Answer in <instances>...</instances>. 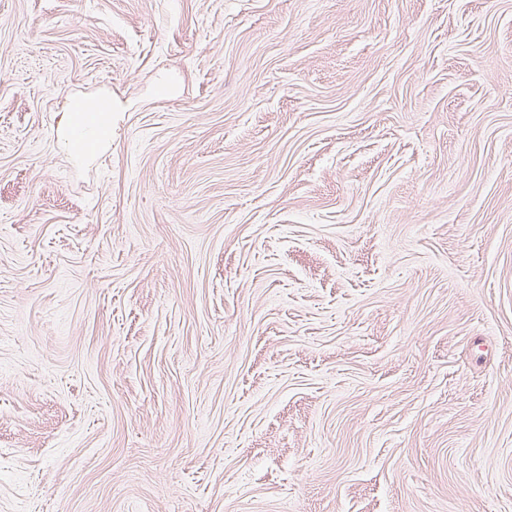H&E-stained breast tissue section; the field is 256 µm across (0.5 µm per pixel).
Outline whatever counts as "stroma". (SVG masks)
<instances>
[{"label":"stroma","instance_id":"1","mask_svg":"<svg viewBox=\"0 0 512 512\" xmlns=\"http://www.w3.org/2000/svg\"><path fill=\"white\" fill-rule=\"evenodd\" d=\"M509 85L512 0H0V512H512ZM103 116H99L96 121H83L75 122L71 125L69 131L74 140H80L84 143L82 152L85 154H91L98 151L101 145L104 143L102 136H96V133H92L100 126L101 122H104Z\"/></svg>","mask_w":512,"mask_h":512}]
</instances>
